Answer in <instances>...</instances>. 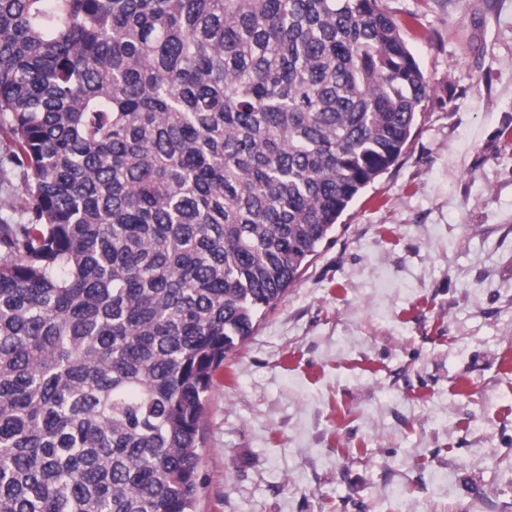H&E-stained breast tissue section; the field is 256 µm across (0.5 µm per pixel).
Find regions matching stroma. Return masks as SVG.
Returning a JSON list of instances; mask_svg holds the SVG:
<instances>
[{
  "label": "stroma",
  "mask_w": 512,
  "mask_h": 512,
  "mask_svg": "<svg viewBox=\"0 0 512 512\" xmlns=\"http://www.w3.org/2000/svg\"><path fill=\"white\" fill-rule=\"evenodd\" d=\"M382 6L433 92L216 371L196 512H512V0Z\"/></svg>",
  "instance_id": "obj_1"
}]
</instances>
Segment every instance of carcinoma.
Wrapping results in <instances>:
<instances>
[{
  "mask_svg": "<svg viewBox=\"0 0 512 512\" xmlns=\"http://www.w3.org/2000/svg\"><path fill=\"white\" fill-rule=\"evenodd\" d=\"M381 0H0V512H194L203 397L431 86ZM11 148L10 138L0 131V224H20L26 219L23 197L25 177L23 172L7 162Z\"/></svg>",
  "mask_w": 512,
  "mask_h": 512,
  "instance_id": "carcinoma-1",
  "label": "carcinoma"
}]
</instances>
